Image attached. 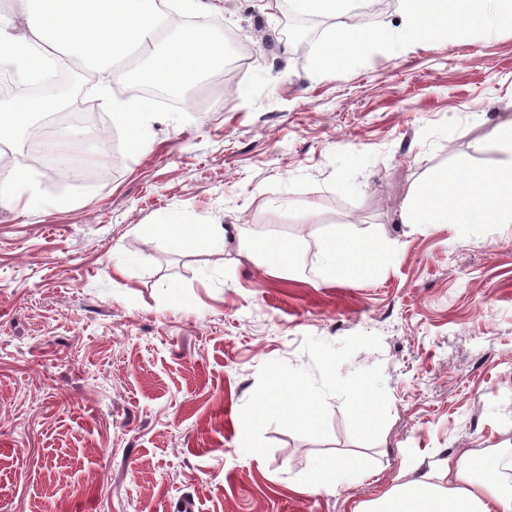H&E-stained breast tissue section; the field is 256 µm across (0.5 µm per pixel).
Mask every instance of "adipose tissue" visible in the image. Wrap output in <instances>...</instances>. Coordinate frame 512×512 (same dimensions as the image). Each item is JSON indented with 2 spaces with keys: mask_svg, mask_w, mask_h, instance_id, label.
<instances>
[{
  "mask_svg": "<svg viewBox=\"0 0 512 512\" xmlns=\"http://www.w3.org/2000/svg\"><path fill=\"white\" fill-rule=\"evenodd\" d=\"M402 30L410 42L453 40L468 31L489 26L512 28V0H399ZM24 18L18 30L16 18ZM166 16L158 0H15L14 16L0 15V71H14L27 79L46 78L57 52H65L100 79L94 92L112 114L114 125L133 132L132 148L144 146L143 133L153 114L148 100L115 95L113 83L122 81L117 64L131 52L149 54L146 77L172 88L183 89L224 59V40L186 32L160 42ZM385 34L360 26L331 28L316 55L324 70H336L383 44ZM43 98H17L0 104V144L13 145L14 133L39 112L47 110ZM501 158L496 167L481 168L460 159L421 186L400 214L404 224H512V120L491 132ZM47 204L36 174L28 165L14 162L0 176V206H22L28 214ZM163 232L172 251L204 249L223 236L218 224H189L170 215L162 228L145 226L146 236ZM249 257L263 261L277 258L281 269L298 268L297 246L291 241L261 237L242 239ZM324 279L385 264L391 251L380 240L335 236L323 245ZM419 462L406 469L407 479L374 501L359 503L353 512H512V453H490L464 459L448 457L441 477L420 472ZM351 463L342 458L315 461L305 485L314 493H337L345 485Z\"/></svg>",
  "mask_w": 512,
  "mask_h": 512,
  "instance_id": "obj_1",
  "label": "adipose tissue"
}]
</instances>
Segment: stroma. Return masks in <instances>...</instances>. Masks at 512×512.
Instances as JSON below:
<instances>
[{"label":"stroma","mask_w":512,"mask_h":512,"mask_svg":"<svg viewBox=\"0 0 512 512\" xmlns=\"http://www.w3.org/2000/svg\"><path fill=\"white\" fill-rule=\"evenodd\" d=\"M199 35L232 33L223 67L155 106L145 148L91 123L57 122L102 151L86 185L43 168L41 212L0 207V512H351L413 460L512 448V224H404L408 197L453 162L494 167L488 136L512 118V29L386 48L314 68L333 26L289 42L286 0H208ZM180 213L219 224L202 251L172 252L142 226ZM252 224H287L300 271L239 248ZM386 242L384 267L316 278L332 235ZM123 273H115V266ZM378 335L348 375L381 366L388 419L355 441L340 398L324 439L267 426L244 452L241 412L261 367H310L306 335ZM365 462L336 494L303 491L312 461Z\"/></svg>","instance_id":"stroma-1"}]
</instances>
